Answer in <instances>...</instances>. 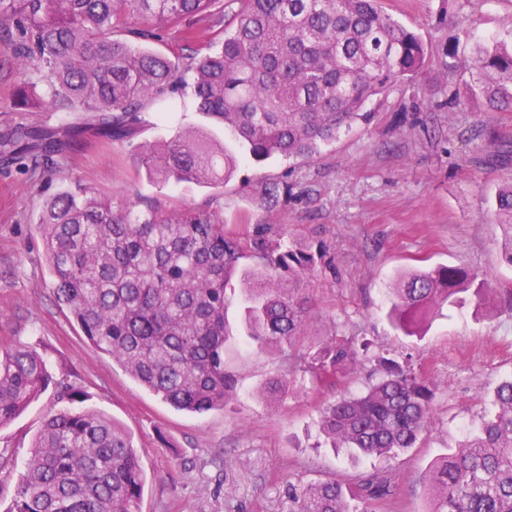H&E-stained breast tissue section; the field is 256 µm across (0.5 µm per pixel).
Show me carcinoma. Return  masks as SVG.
Segmentation results:
<instances>
[{
  "instance_id": "cac0c4a2",
  "label": "carcinoma",
  "mask_w": 512,
  "mask_h": 512,
  "mask_svg": "<svg viewBox=\"0 0 512 512\" xmlns=\"http://www.w3.org/2000/svg\"><path fill=\"white\" fill-rule=\"evenodd\" d=\"M221 0H0V29L11 36L20 84L16 109L60 112L54 127L23 123L0 130V157L51 171L89 134L133 143L145 114L165 94L192 99L231 145L177 131L159 147L136 146L139 164L167 182L217 188L235 173L239 151L261 162L307 160L358 121L366 103L425 66L422 37L383 10L381 0H234V20L185 63L136 46L152 28L176 26ZM121 27L126 38L116 37ZM466 93L512 104V39H477ZM37 226L57 300L90 345L177 411L224 409L237 381L224 365L229 274L248 252L259 260L245 291L248 338L279 356L265 385L278 399L294 375L333 391L368 353L345 336L314 350L299 342L309 296L302 281L334 270L330 248L260 224L244 238L224 232L209 209L141 211L79 177L61 176ZM498 223L512 230V183L495 197ZM491 292L484 274L458 265L409 273L391 299L392 318L409 332L444 304ZM379 377L360 396L320 408L333 448L374 459L415 447L429 428L437 386L410 359L377 357ZM53 383L44 355L0 342V426L18 417ZM69 406L50 413L30 446L7 512H138L145 472L132 437L82 393L62 387ZM431 512H512V380L496 387L479 427L451 456L429 468ZM396 494L383 472L307 485L301 512H380Z\"/></svg>"
}]
</instances>
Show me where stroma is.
Listing matches in <instances>:
<instances>
[{
    "mask_svg": "<svg viewBox=\"0 0 512 512\" xmlns=\"http://www.w3.org/2000/svg\"><path fill=\"white\" fill-rule=\"evenodd\" d=\"M383 9L418 32L429 47L426 66L368 104L369 122L341 132L309 161L242 159L224 187L161 182L139 166L128 145L88 143L69 155L60 173L83 176L115 203L134 201L159 211L188 207L221 212L226 231L251 233L270 224L330 246L335 274L318 273L304 286L314 300L310 347L334 336L366 339L372 357L341 378L336 391H364L374 354H411L437 384L434 417L416 446L391 459L368 460L329 448L318 409L333 392L296 378L286 397L263 394L278 358L246 341L240 294L258 261L241 258L224 310V363L238 388L224 410L191 415L141 387L87 341L60 305L34 219L58 176H34L0 165V342L43 353L56 380L84 395L86 407L113 419L133 438L146 482L140 512H300L294 489L363 471L394 475L404 512H428L423 474L476 428L494 387L512 377V265L505 232L491 204L512 182V107L453 98L469 79L448 72L449 57L469 60L473 34L512 31V0H382ZM20 78L14 47L0 33V129L18 121L47 123L45 112L14 107ZM166 112L149 113L143 138L158 141L180 127L208 128L190 99L171 96ZM270 182L294 184L296 196L269 203ZM438 264L487 274L488 305L445 309L425 336L397 334L387 319L399 275ZM48 389L18 418L0 427V448L14 457L0 468V504L9 505L32 438L60 409Z\"/></svg>",
    "mask_w": 512,
    "mask_h": 512,
    "instance_id": "stroma-1",
    "label": "stroma"
}]
</instances>
